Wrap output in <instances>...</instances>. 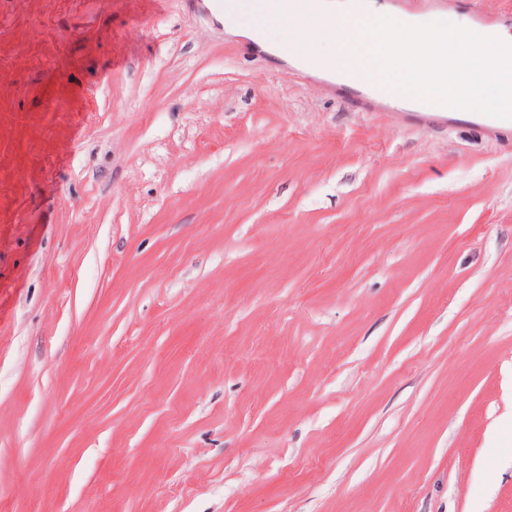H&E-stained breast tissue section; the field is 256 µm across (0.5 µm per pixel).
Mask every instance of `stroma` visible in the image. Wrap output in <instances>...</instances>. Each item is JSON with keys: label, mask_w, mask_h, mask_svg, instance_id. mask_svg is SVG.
Returning <instances> with one entry per match:
<instances>
[{"label": "stroma", "mask_w": 512, "mask_h": 512, "mask_svg": "<svg viewBox=\"0 0 512 512\" xmlns=\"http://www.w3.org/2000/svg\"><path fill=\"white\" fill-rule=\"evenodd\" d=\"M0 512H512V136L0 0Z\"/></svg>", "instance_id": "35a3bbf8"}]
</instances>
